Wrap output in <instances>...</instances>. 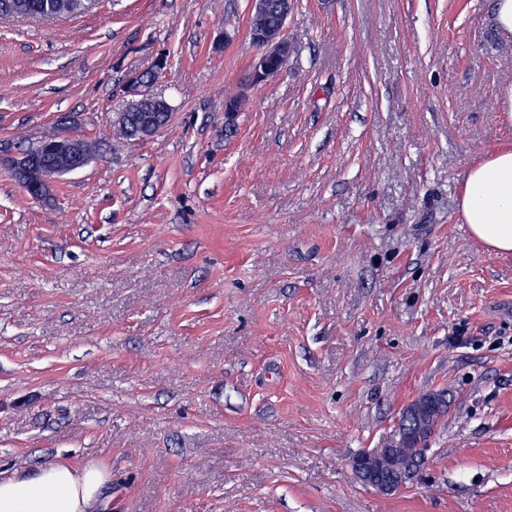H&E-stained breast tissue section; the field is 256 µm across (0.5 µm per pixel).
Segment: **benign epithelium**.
<instances>
[{"label":"benign epithelium","mask_w":512,"mask_h":512,"mask_svg":"<svg viewBox=\"0 0 512 512\" xmlns=\"http://www.w3.org/2000/svg\"><path fill=\"white\" fill-rule=\"evenodd\" d=\"M288 14H283L280 24L250 33L252 43L260 49L253 58L251 69L252 79L257 83L266 82L276 76L288 64L291 56V45L286 35ZM127 94L133 104L150 98L145 83L136 74L128 79ZM88 141L74 134L56 133L49 145L50 152L59 157L58 164L39 163L38 156L20 152L7 159L0 158V165H5L13 173L15 179L29 196L34 199L46 197L56 179L65 173L83 168L90 157L87 150ZM390 466V458L383 455V449L369 451L355 458L351 464L353 476L360 482L370 486L382 494H392L395 489L414 482L421 474L424 465L413 471H396L394 480L385 484H374L370 481V471L374 468Z\"/></svg>","instance_id":"obj_1"}]
</instances>
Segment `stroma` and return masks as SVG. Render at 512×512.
I'll use <instances>...</instances> for the list:
<instances>
[{"mask_svg": "<svg viewBox=\"0 0 512 512\" xmlns=\"http://www.w3.org/2000/svg\"><path fill=\"white\" fill-rule=\"evenodd\" d=\"M292 3L263 83L250 0L0 18V155L63 114L97 145L42 200L0 167V474L97 466L99 512H512V255L458 207L512 145V38L492 0ZM161 55L171 121L117 136ZM435 391L420 480L356 481ZM155 74L156 72L153 71H146L142 72L136 75H132L128 79L127 84V94L130 97V104H136L141 101H146L148 98H152L149 95V90L145 86V83L143 82V79H147L148 81L152 82L155 80ZM141 76V78H140Z\"/></svg>", "mask_w": 512, "mask_h": 512, "instance_id": "stroma-1", "label": "stroma"}]
</instances>
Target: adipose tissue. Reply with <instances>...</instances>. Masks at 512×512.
Wrapping results in <instances>:
<instances>
[{
	"label": "adipose tissue",
	"mask_w": 512,
	"mask_h": 512,
	"mask_svg": "<svg viewBox=\"0 0 512 512\" xmlns=\"http://www.w3.org/2000/svg\"><path fill=\"white\" fill-rule=\"evenodd\" d=\"M460 212L473 238L496 254H512V147L470 170ZM107 481L96 467L46 463L0 476V512H94Z\"/></svg>",
	"instance_id": "obj_1"
}]
</instances>
